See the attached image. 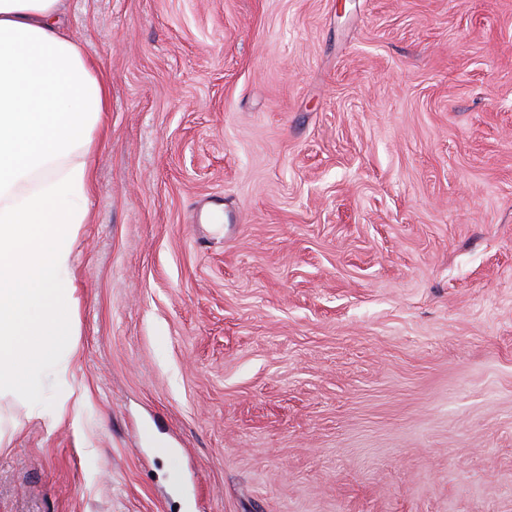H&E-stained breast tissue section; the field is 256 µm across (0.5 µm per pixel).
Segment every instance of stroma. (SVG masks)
<instances>
[{
  "label": "stroma",
  "mask_w": 512,
  "mask_h": 512,
  "mask_svg": "<svg viewBox=\"0 0 512 512\" xmlns=\"http://www.w3.org/2000/svg\"><path fill=\"white\" fill-rule=\"evenodd\" d=\"M64 8L108 110L0 512H512V0Z\"/></svg>",
  "instance_id": "35a3bbf8"
}]
</instances>
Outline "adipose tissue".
<instances>
[{"label":"adipose tissue","instance_id":"ef3b65f1","mask_svg":"<svg viewBox=\"0 0 512 512\" xmlns=\"http://www.w3.org/2000/svg\"><path fill=\"white\" fill-rule=\"evenodd\" d=\"M106 103L59 0H0V392L33 393L49 364L67 372L71 244Z\"/></svg>","mask_w":512,"mask_h":512}]
</instances>
